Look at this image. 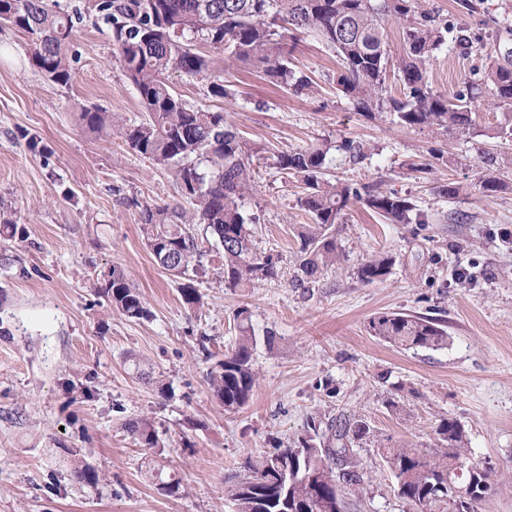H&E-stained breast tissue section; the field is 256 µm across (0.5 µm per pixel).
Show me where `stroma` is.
<instances>
[{
  "instance_id": "stroma-1",
  "label": "stroma",
  "mask_w": 512,
  "mask_h": 512,
  "mask_svg": "<svg viewBox=\"0 0 512 512\" xmlns=\"http://www.w3.org/2000/svg\"><path fill=\"white\" fill-rule=\"evenodd\" d=\"M410 6L412 16L462 24L476 46L437 52L434 93L453 97L473 69H487L489 44L512 47V23L502 21L512 0H482L466 16L454 0ZM73 49V77L62 87L31 65L24 33L0 26V217L17 226L0 235V512H235L225 489L248 456L294 446L312 423L325 435L355 421L371 434L353 446L363 481L345 512H413L378 444L432 450L445 418L462 426L475 459L497 463L481 512H512V141L490 133L506 107H480V136L362 116L336 88L335 53L312 33L298 34L290 54L313 81L306 96L230 60L219 70L237 92L230 102L210 95V78L171 77L185 100L224 112L258 146L257 192L245 210L258 219V250L277 254L281 267L278 280L231 292L208 252L193 308L181 279L155 261L139 219L141 206L180 203L169 172L133 152L119 130L90 132L74 114L81 103L127 121L143 115L107 27L84 21ZM349 139L368 147L363 162L341 151ZM312 144L329 149V179L398 193L427 221L388 224L350 205L333 227L340 262L302 288L296 230L310 217L297 203L301 184L276 156ZM485 152L504 183L490 197L474 188ZM419 163L429 172H417ZM451 182L460 194L439 195ZM378 253L391 256V273L364 284L357 268ZM115 266L139 289L148 318L114 312L95 293ZM243 307L256 384L248 404L229 413L207 373L235 347ZM380 312L429 318L448 344L395 348L367 330ZM143 417L155 448L125 428ZM79 461L95 469L96 483L73 479ZM153 466L177 473L179 496L157 493Z\"/></svg>"
}]
</instances>
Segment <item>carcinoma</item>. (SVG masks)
<instances>
[{
  "label": "carcinoma",
  "mask_w": 512,
  "mask_h": 512,
  "mask_svg": "<svg viewBox=\"0 0 512 512\" xmlns=\"http://www.w3.org/2000/svg\"><path fill=\"white\" fill-rule=\"evenodd\" d=\"M409 0H87L82 9L59 11L57 0H0V24L22 31L32 45L33 65L51 82L66 85L72 78L70 47L75 32L88 15L111 31L115 57L135 86L143 118L121 126L130 149L167 169L178 193L196 202L192 210L179 206L145 205L140 223L147 245L163 269L176 277L202 270L203 239L210 236L224 252V288L234 291L255 282L279 277L276 259L257 251L251 225L257 217L244 210L256 190L252 167L255 147L227 124L224 113L191 105L169 84L176 74L187 79L213 75L224 55L262 71L268 81L299 96L311 88L310 78L288 60L287 38L314 31L336 53L341 68L336 88L365 116L387 113L406 128H436L471 135L478 113L472 108L487 101L512 105V50L504 62H493L481 82H462L449 99L432 91L428 65L450 40L459 47L470 44L467 30L440 23L429 14L409 17ZM404 21L403 55L398 66L402 96L386 92L384 30L391 20ZM79 120L99 132L112 125V113L84 107ZM329 149L317 145L280 152L278 169L303 185L299 206L312 223L298 229L299 270L302 286L338 264L340 253L332 230L341 212L352 202L393 224H424L414 205L395 193L370 185L354 186L323 179ZM502 183L493 172L479 176L475 189L489 195ZM203 227V234L195 232ZM391 259L374 254L358 267L365 284L383 282ZM104 292L112 308L128 318L147 317L137 289L125 272L112 267L103 274ZM240 332L235 348L217 361L209 386L224 410L243 408L253 391L252 356L255 337L248 310L234 315ZM368 331L403 350L435 349L448 340L444 329L426 317L381 312L368 321ZM129 431L146 448L156 445L151 422L142 419ZM370 434L362 421L334 431L321 442L317 428L299 441V449L282 448L269 455L249 457L243 473L228 488L236 512H331L345 487L360 484L349 469L336 481L333 465L347 462L353 443ZM446 446L428 455L417 448L385 446L381 453L397 479V495L419 502L426 512L449 504L448 487L465 491L468 512H480L494 487L497 470L458 474L470 459L460 424L447 419L436 428ZM156 489L167 496L182 490V479L153 474Z\"/></svg>",
  "instance_id": "cac0c4a2"
}]
</instances>
